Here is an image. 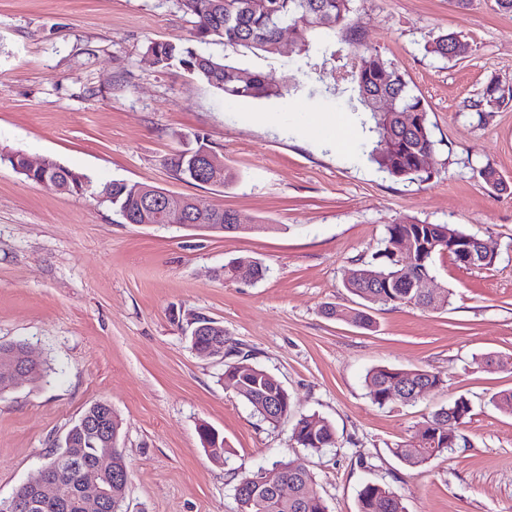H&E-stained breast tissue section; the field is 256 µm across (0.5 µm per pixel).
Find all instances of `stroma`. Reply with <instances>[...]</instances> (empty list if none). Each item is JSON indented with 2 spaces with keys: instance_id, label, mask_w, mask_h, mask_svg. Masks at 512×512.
I'll return each instance as SVG.
<instances>
[{
  "instance_id": "obj_1",
  "label": "stroma",
  "mask_w": 512,
  "mask_h": 512,
  "mask_svg": "<svg viewBox=\"0 0 512 512\" xmlns=\"http://www.w3.org/2000/svg\"><path fill=\"white\" fill-rule=\"evenodd\" d=\"M351 24L397 63L424 99L436 144L430 180H395L362 150L343 155L308 134L305 112L360 127L333 65L283 99L229 101L182 67L160 68L149 42L189 37L178 0H0V150L49 157L94 182L125 179L228 209L244 229L212 233L124 223L110 205L27 180L0 163V343L26 342L46 370L0 393V501L37 474L92 402L111 403L130 465L125 512H238L232 478L285 456L312 474L328 512H357L369 483L401 495L406 512H512V411L492 395L512 373L478 365L512 356V192L492 191L484 167L512 184V107L470 112L489 83L512 85V14L493 0H354ZM454 32L463 60L427 47ZM237 66L280 79L294 54L214 45ZM237 177L222 186L172 179L170 154L198 141ZM409 217L448 224L498 247L487 268L435 258L444 309L378 306L362 329L326 318L357 307L342 283L370 262L388 225ZM250 257L264 279L226 281L225 263ZM224 326L286 389L294 415L260 421L226 389L224 363L195 354L189 321ZM377 366L420 368L442 383L411 405L378 407L365 377ZM467 398L457 445L426 466L391 452L431 412ZM316 413L336 445L296 447L293 418ZM210 427L230 447L213 461Z\"/></svg>"
}]
</instances>
